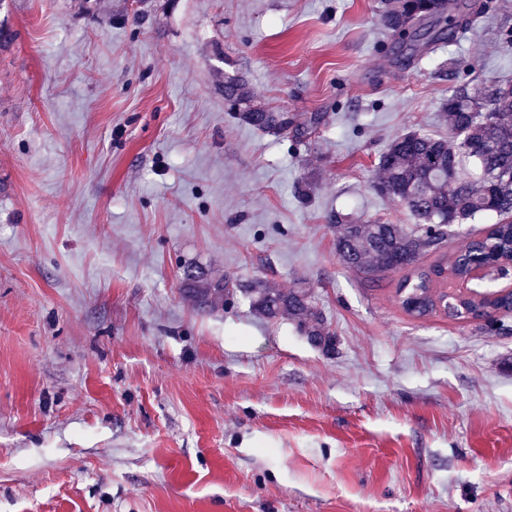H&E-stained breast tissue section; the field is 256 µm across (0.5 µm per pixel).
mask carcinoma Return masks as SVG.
<instances>
[{
    "mask_svg": "<svg viewBox=\"0 0 512 512\" xmlns=\"http://www.w3.org/2000/svg\"><path fill=\"white\" fill-rule=\"evenodd\" d=\"M479 14L471 0H385L382 22L392 36L407 40L417 35L419 21H432L453 34ZM224 99L234 118L255 129L286 132L295 126L302 134L321 123L314 113L298 124L284 112H269L250 104L243 83H224ZM451 137L417 132L395 138L378 157L380 178L372 189L401 202L415 220L403 224H338L336 255L351 270L376 276L411 269L396 288L401 308L415 318L443 314L459 323L483 321L482 329L507 332L500 313L512 311V290L480 288L474 260L500 272L512 266V82L485 80L448 89L443 102ZM482 215L498 221L487 232L454 252L446 264L420 266L421 258L440 249L448 228ZM448 281V289L437 287ZM224 279L202 267L185 273L184 291L200 308L224 302ZM254 314L266 320L293 323L325 354L336 350V336L308 288L283 290L255 280L244 288Z\"/></svg>",
    "mask_w": 512,
    "mask_h": 512,
    "instance_id": "obj_1",
    "label": "carcinoma"
}]
</instances>
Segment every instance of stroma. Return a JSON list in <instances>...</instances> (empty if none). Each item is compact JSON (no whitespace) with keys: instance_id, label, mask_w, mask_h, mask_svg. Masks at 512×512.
Here are the masks:
<instances>
[{"instance_id":"1","label":"stroma","mask_w":512,"mask_h":512,"mask_svg":"<svg viewBox=\"0 0 512 512\" xmlns=\"http://www.w3.org/2000/svg\"><path fill=\"white\" fill-rule=\"evenodd\" d=\"M480 2L406 66L383 0H6L0 512H512V334L411 317L333 229L411 224L379 155L449 136L450 86L512 81V0ZM230 77L323 121L243 125ZM255 280L309 286L335 353L257 318ZM184 291L202 309L216 308L224 302V278H213L202 267L187 270L184 278Z\"/></svg>"}]
</instances>
